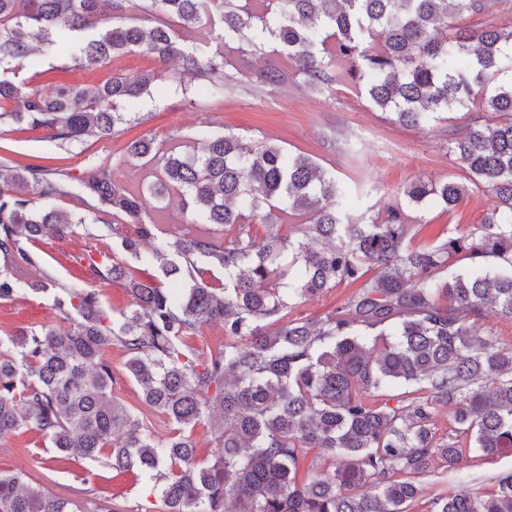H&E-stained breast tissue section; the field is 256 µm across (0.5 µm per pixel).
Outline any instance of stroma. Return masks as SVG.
<instances>
[{"label":"stroma","mask_w":512,"mask_h":512,"mask_svg":"<svg viewBox=\"0 0 512 512\" xmlns=\"http://www.w3.org/2000/svg\"><path fill=\"white\" fill-rule=\"evenodd\" d=\"M280 61V56L271 51L264 58L241 63L233 89L219 102L205 99L202 80H189L187 92H173L158 103L143 101L138 107V121L123 125L121 132L109 139L89 137L83 144L61 147L50 140L47 131L1 125L0 164L39 155L65 158L76 177L102 162L111 164L117 173L135 166L126 154L131 141L152 138L160 142L176 137L187 145L194 131L207 125L221 133L230 131L254 142H273L311 155L336 174L344 188L339 204L352 213L376 203L403 201L405 185L419 176L435 182L462 178V170L450 160L445 148L449 131L459 123L458 113H449L447 120L423 127H406L373 108L352 83L343 79L325 92L293 82L277 88L253 83V72ZM40 68L37 83L46 91L60 83L93 85L101 78L97 72L65 68L56 56L42 58ZM494 203L491 194L476 191L452 212L428 207L414 227L411 246H430L447 238L457 226L481 223ZM124 235L135 237V227L122 225L115 235L100 223L94 237L75 235L61 242L48 240L36 245L38 263L28 275L33 280L52 277V289L35 293L23 288L12 300L0 301V331L9 333L33 323L59 324L54 300L64 297L66 287L75 282L97 285L101 306L108 316H118L131 308L132 299L124 288L96 283L90 267L94 260L108 262L123 257L120 238ZM352 292V287L343 284L327 289L314 299L291 305L288 316H327ZM109 356L115 395L130 410L143 411L146 425L156 436H168L173 430L169 418L158 411L143 410L140 389L126 373L123 351L112 347ZM510 470L512 450L490 460L474 454L464 456L456 472L443 469L424 479V493L410 504L409 512H427L433 497L465 490L472 484L491 489V477ZM0 471L23 473L29 486L75 501L80 512H108L116 504L125 512L164 510L162 502L151 495L152 481L147 476L91 462H56L48 440L33 430L24 429L0 440Z\"/></svg>","instance_id":"1"}]
</instances>
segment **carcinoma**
Instances as JSON below:
<instances>
[{
    "instance_id": "obj_1",
    "label": "carcinoma",
    "mask_w": 512,
    "mask_h": 512,
    "mask_svg": "<svg viewBox=\"0 0 512 512\" xmlns=\"http://www.w3.org/2000/svg\"><path fill=\"white\" fill-rule=\"evenodd\" d=\"M491 0H0V124H24L78 144L110 138L136 120L142 101L170 93L163 66L205 81L221 101L242 60L279 48L289 70L270 64L259 86L294 76L328 91L342 62L359 91L393 122L419 125L473 106L448 138L465 173L418 178L403 195L456 209L473 192L497 199L479 224L430 247L410 246L414 223L401 205L354 216L336 206L341 183L306 153L204 126L183 151L153 139L130 142L148 159V192L178 198L194 232L171 236L147 215L104 163L82 177L36 159L0 165V300L49 278L25 280L31 247L63 240L112 215L133 224L121 246L160 278L127 263L93 266L119 283L133 308L107 320L99 291L73 284L56 299L59 326L0 336V440L20 430L45 437L62 460H86L154 479L166 512H407L420 481L453 470L466 454L491 459L512 448V345L474 331L492 312L512 321V23L462 26ZM222 29L207 55L182 38ZM64 52L73 68L106 67L139 53L153 65L110 73L92 87L34 81L40 56ZM82 193L85 213L58 202ZM41 200L32 205L30 196ZM304 219L281 234L286 215ZM263 226V234L253 223ZM222 274L221 285L206 275ZM355 292L335 313L287 319L294 299L341 283ZM224 324V345L203 359L191 346L200 328ZM127 355L141 402L175 425L155 436L112 392L108 350ZM399 393L380 403L376 397ZM448 414L437 436L436 416ZM207 422L219 451L198 461L190 430ZM315 450L329 460L305 479ZM493 489L432 498L431 512H512V471ZM75 502L0 472V512H75Z\"/></svg>"
}]
</instances>
